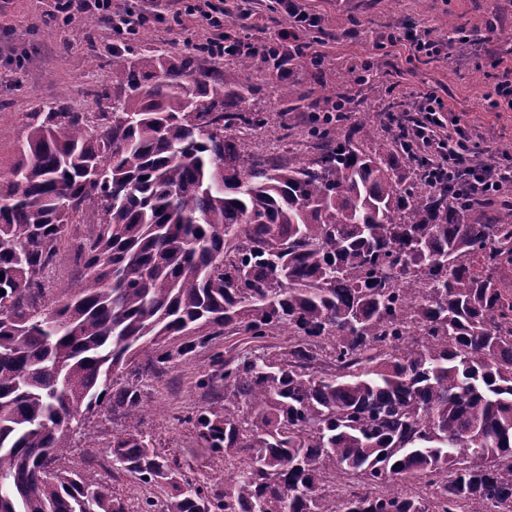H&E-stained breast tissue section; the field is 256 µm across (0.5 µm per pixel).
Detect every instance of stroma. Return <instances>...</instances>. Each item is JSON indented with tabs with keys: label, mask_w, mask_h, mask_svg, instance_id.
Listing matches in <instances>:
<instances>
[{
	"label": "stroma",
	"mask_w": 512,
	"mask_h": 512,
	"mask_svg": "<svg viewBox=\"0 0 512 512\" xmlns=\"http://www.w3.org/2000/svg\"><path fill=\"white\" fill-rule=\"evenodd\" d=\"M301 2L319 19L317 27L300 38L303 53L295 72L308 94L294 111H285L276 95V74L268 71L266 63H257L243 109L262 113L267 124L255 129L235 124L227 129L245 152L284 160L316 155L318 144L309 135L310 117L331 110L333 102L318 89L310 65L315 58L341 76L370 75L369 80L349 86L352 102L343 112L344 125H351L363 107L379 116L391 101L415 109L418 95L432 91L468 124L474 142L483 147L493 142L512 146V109L492 105L496 83L504 70H512V40L503 36L512 30V0H351L345 8L337 7L336 0ZM238 5L239 0H224L231 15L229 29L241 37L276 34L291 25L285 14L270 11L265 0H251L245 11ZM51 11L52 0H0V172L14 163L32 112L59 102L94 112L96 92L112 89L109 26L92 15L65 22L52 18ZM452 18L463 25L472 42L467 55H458L454 48L456 37L448 31ZM50 26L57 29V36L47 35ZM201 28V21L186 17L178 22L169 17L126 39L125 47L133 54L146 49L176 52L185 49ZM410 31L442 40L441 54L415 56L405 39ZM24 52L35 55L38 67L19 66L17 59ZM275 130L287 132V140L273 139ZM212 369L210 352L204 349L190 360L173 364L162 376L150 374L144 379L151 407L144 429L157 450L177 461L194 482L224 480L223 457L198 447L192 426L182 420L210 399V391L196 387L195 382L199 374ZM123 424L121 414L108 409L90 415L81 436L72 442L71 464L103 456L104 445Z\"/></svg>",
	"instance_id": "stroma-1"
}]
</instances>
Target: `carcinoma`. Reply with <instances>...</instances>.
<instances>
[{
	"label": "carcinoma",
	"instance_id": "carcinoma-1",
	"mask_svg": "<svg viewBox=\"0 0 512 512\" xmlns=\"http://www.w3.org/2000/svg\"><path fill=\"white\" fill-rule=\"evenodd\" d=\"M236 59L210 78L114 50L107 109L32 113L0 172V512H130L66 464L105 406L126 421L112 468L168 489L138 512H512V202L453 201L404 151L417 114L316 123L318 156L244 162L224 129L263 119L239 112ZM292 61L266 59L289 102ZM69 246L80 277L53 288ZM235 331L256 348L218 350ZM205 348L216 396L184 420L222 486L143 430V371Z\"/></svg>",
	"mask_w": 512,
	"mask_h": 512
}]
</instances>
